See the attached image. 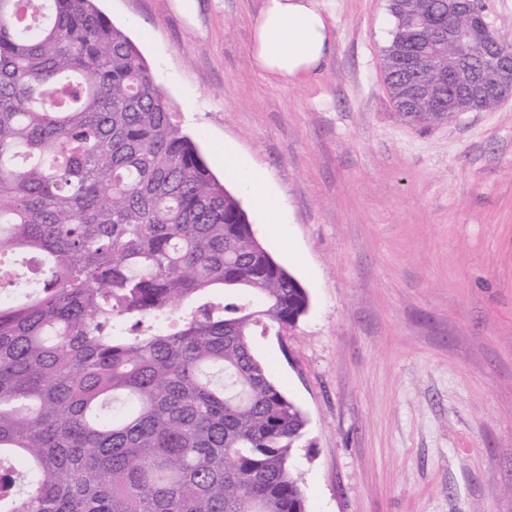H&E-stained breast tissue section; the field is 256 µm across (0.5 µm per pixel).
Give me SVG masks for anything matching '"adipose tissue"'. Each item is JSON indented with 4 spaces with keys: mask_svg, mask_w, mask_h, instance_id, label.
Segmentation results:
<instances>
[{
    "mask_svg": "<svg viewBox=\"0 0 512 512\" xmlns=\"http://www.w3.org/2000/svg\"><path fill=\"white\" fill-rule=\"evenodd\" d=\"M332 25L319 0H264L254 23L252 55L272 81H307L332 50Z\"/></svg>",
    "mask_w": 512,
    "mask_h": 512,
    "instance_id": "ef3b65f1",
    "label": "adipose tissue"
}]
</instances>
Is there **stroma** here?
Returning a JSON list of instances; mask_svg holds the SVG:
<instances>
[{"instance_id":"1","label":"stroma","mask_w":512,"mask_h":512,"mask_svg":"<svg viewBox=\"0 0 512 512\" xmlns=\"http://www.w3.org/2000/svg\"><path fill=\"white\" fill-rule=\"evenodd\" d=\"M320 3L334 50L281 86L251 53L264 0H96L309 293L296 326L253 348L307 416L292 464L310 512H512V99L409 123L382 70L389 0ZM249 183L253 189L256 203L266 212L267 224H270V231L274 235L280 233L279 205L270 195L263 192V175L258 171H252L248 174Z\"/></svg>"}]
</instances>
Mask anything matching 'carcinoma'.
I'll list each match as a JSON object with an SVG mask.
<instances>
[{
    "instance_id": "obj_1",
    "label": "carcinoma",
    "mask_w": 512,
    "mask_h": 512,
    "mask_svg": "<svg viewBox=\"0 0 512 512\" xmlns=\"http://www.w3.org/2000/svg\"><path fill=\"white\" fill-rule=\"evenodd\" d=\"M390 6V99L448 24ZM0 512H309L307 425L252 351L294 326L300 282L174 123L94 0H0ZM20 459L15 480L8 460Z\"/></svg>"
}]
</instances>
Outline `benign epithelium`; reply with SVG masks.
I'll list each match as a JSON object with an SVG mask.
<instances>
[{"label":"benign epithelium","instance_id":"1","mask_svg":"<svg viewBox=\"0 0 512 512\" xmlns=\"http://www.w3.org/2000/svg\"><path fill=\"white\" fill-rule=\"evenodd\" d=\"M443 7L448 18H464L474 26L485 44L496 48L499 38L492 30L478 8L475 0H443ZM465 30L452 23L439 43L445 46L447 68L439 72L434 79L419 84L414 90L413 103L421 108L434 104L440 90L448 82H453L465 89V93L448 95V111L428 113L429 122L437 124L462 112L477 111V104L482 102L489 110L512 97V55L499 54L493 57L491 69L477 74L466 66L462 49Z\"/></svg>","mask_w":512,"mask_h":512}]
</instances>
